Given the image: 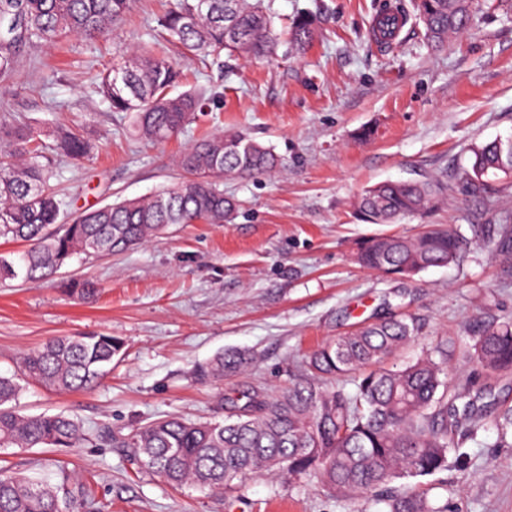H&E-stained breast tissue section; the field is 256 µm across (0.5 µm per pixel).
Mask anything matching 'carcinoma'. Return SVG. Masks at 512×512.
I'll return each instance as SVG.
<instances>
[{"instance_id": "carcinoma-1", "label": "carcinoma", "mask_w": 512, "mask_h": 512, "mask_svg": "<svg viewBox=\"0 0 512 512\" xmlns=\"http://www.w3.org/2000/svg\"><path fill=\"white\" fill-rule=\"evenodd\" d=\"M474 0H413V13L428 40L441 46L448 35L465 30ZM129 0H0V78L16 69L21 51L37 43H56L76 33L89 38L114 32ZM315 19L297 17L294 44L314 39ZM159 27L185 53L201 58L222 53L254 58L276 55L280 38L264 0H175ZM176 62L148 46L112 59L98 75V89L114 112L131 115L142 138L165 141L180 134L202 111L200 91L176 96ZM54 151L83 159L93 144L75 129L35 130L25 124H0V238L22 240L28 249L8 259L0 256V279L22 274L48 280L75 256L104 257L157 239L170 224L230 220L236 202L224 196V179L269 172L280 159L243 133L228 132L197 140L178 164L187 174L180 184L148 197L124 200L65 215L54 185ZM512 183V138L473 150L470 166L453 179L494 207L489 177ZM444 181H384L363 190L354 203L362 221L394 224L421 214L440 201ZM512 275V216L481 227ZM467 241L444 224H429L415 237L376 235L357 244V262L383 276L405 269L421 272L456 261ZM419 326L408 316L368 324L314 350L307 373L271 395L251 387L219 397L224 418L195 421L165 416L131 429L90 436L76 418L65 414H27L17 408L21 388L0 376V448H81L93 442L132 449L133 458L168 485L222 489L233 493L252 475L303 477L320 483L351 504L359 496L384 492L381 512H448L426 492L409 488L410 480L448 468L455 435L477 434L480 417L461 414L456 405L469 388L452 390L446 358L426 354L397 369L385 361L418 339ZM122 340L110 333L61 336L24 355V376L55 391H88L101 385L121 351ZM244 351L216 356L201 376L222 379L242 372ZM469 362L485 371L512 373V320L490 323L476 337ZM349 377L354 389L326 387L328 379ZM94 502L84 485H52L35 477L0 472V512H88Z\"/></svg>"}]
</instances>
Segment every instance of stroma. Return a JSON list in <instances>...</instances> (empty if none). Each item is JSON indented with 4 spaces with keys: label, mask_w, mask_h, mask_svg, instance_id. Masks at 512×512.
<instances>
[{
    "label": "stroma",
    "mask_w": 512,
    "mask_h": 512,
    "mask_svg": "<svg viewBox=\"0 0 512 512\" xmlns=\"http://www.w3.org/2000/svg\"><path fill=\"white\" fill-rule=\"evenodd\" d=\"M172 2L132 0L116 33L27 48L13 78L0 82V123L74 126L94 144L89 158L57 163L70 212L181 182L178 155L222 129L246 133L283 164L269 175L225 179L237 204L230 222L172 224L148 245L74 258L52 281L0 282V375L20 379V408L64 412L93 432H127L166 415L208 420L218 395L249 386L276 392L318 346L405 314L417 319L419 339L388 366L447 345L448 369L471 381L486 423L460 444L459 461L421 485L447 497L448 512H512V434L495 428L496 416L512 409V376L467 361L484 324L512 319V279L473 228L479 198L454 181L443 205L397 224H366L353 211L367 187L445 177L467 164L472 147L512 137V0H481L469 28L439 49L413 19L391 47L372 45L380 0H266L283 35L297 15H318L314 43L272 59L224 54L203 62L159 38L158 19ZM150 41L179 60L180 90L212 92L206 111L159 144L138 137L128 114L112 111L89 81L113 56ZM428 224L468 239L456 263L401 280L356 263L360 240L413 235ZM73 280L93 282L96 299L67 293ZM97 332L124 347L96 389L61 393L22 378V352ZM232 349L250 352L247 372L200 378L216 354ZM1 466L54 484L75 476L91 486L98 512L350 510L304 479H250L236 498L174 488L141 470L126 448H0Z\"/></svg>",
    "instance_id": "35a3bbf8"
}]
</instances>
